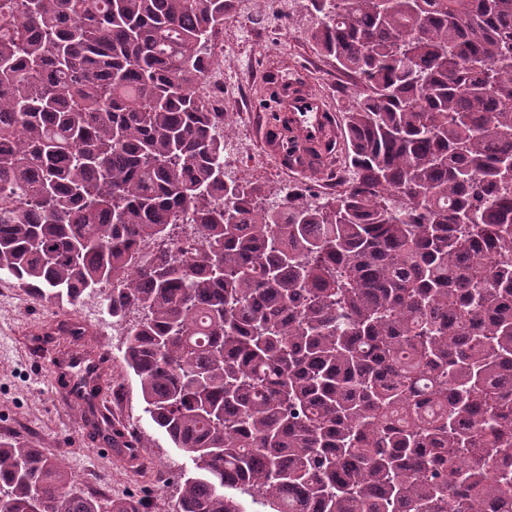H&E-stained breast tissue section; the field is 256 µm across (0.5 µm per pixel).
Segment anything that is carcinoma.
Masks as SVG:
<instances>
[{"instance_id":"cac0c4a2","label":"carcinoma","mask_w":512,"mask_h":512,"mask_svg":"<svg viewBox=\"0 0 512 512\" xmlns=\"http://www.w3.org/2000/svg\"><path fill=\"white\" fill-rule=\"evenodd\" d=\"M351 76L347 186L234 178L200 97L236 0H0V274L112 285L124 360L200 461L175 512H512V0H307ZM193 224L199 242H177ZM168 245L137 262L140 242ZM44 335L84 336L60 323ZM87 421L109 447L91 397ZM0 440V512H142Z\"/></svg>"}]
</instances>
